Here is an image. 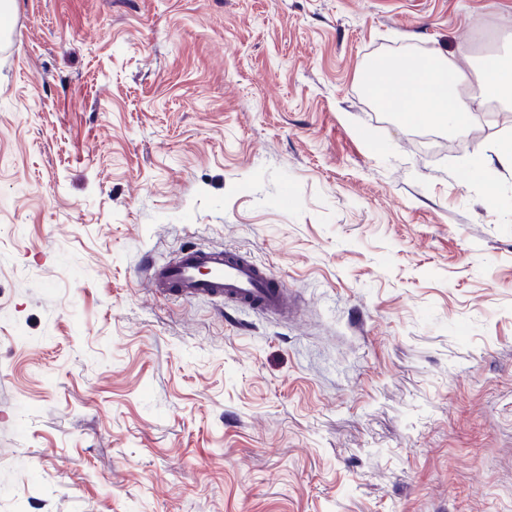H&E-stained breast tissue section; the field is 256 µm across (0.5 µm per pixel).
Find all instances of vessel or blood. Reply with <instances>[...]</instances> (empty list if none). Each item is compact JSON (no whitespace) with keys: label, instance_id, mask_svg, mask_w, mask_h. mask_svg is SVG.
Instances as JSON below:
<instances>
[{"label":"vessel or blood","instance_id":"1","mask_svg":"<svg viewBox=\"0 0 512 512\" xmlns=\"http://www.w3.org/2000/svg\"><path fill=\"white\" fill-rule=\"evenodd\" d=\"M146 272L162 296L207 299L277 315L288 309L286 288L266 267L234 249L187 248L167 263H147Z\"/></svg>","mask_w":512,"mask_h":512}]
</instances>
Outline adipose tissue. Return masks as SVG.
<instances>
[{"instance_id":"obj_1","label":"adipose tissue","mask_w":512,"mask_h":512,"mask_svg":"<svg viewBox=\"0 0 512 512\" xmlns=\"http://www.w3.org/2000/svg\"><path fill=\"white\" fill-rule=\"evenodd\" d=\"M463 81L452 60L442 54L413 65L377 58L365 66L361 75L369 96L385 111L397 113L401 120L464 129L488 98L512 100V50L492 54L483 61L480 95H464Z\"/></svg>"}]
</instances>
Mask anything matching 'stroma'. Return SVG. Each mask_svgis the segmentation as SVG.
I'll use <instances>...</instances> for the list:
<instances>
[{
	"label": "stroma",
	"instance_id": "35a3bbf8",
	"mask_svg": "<svg viewBox=\"0 0 512 512\" xmlns=\"http://www.w3.org/2000/svg\"><path fill=\"white\" fill-rule=\"evenodd\" d=\"M0 512H512V104L404 124L377 57L465 73L512 0H9ZM241 250L281 319L152 294Z\"/></svg>",
	"mask_w": 512,
	"mask_h": 512
}]
</instances>
